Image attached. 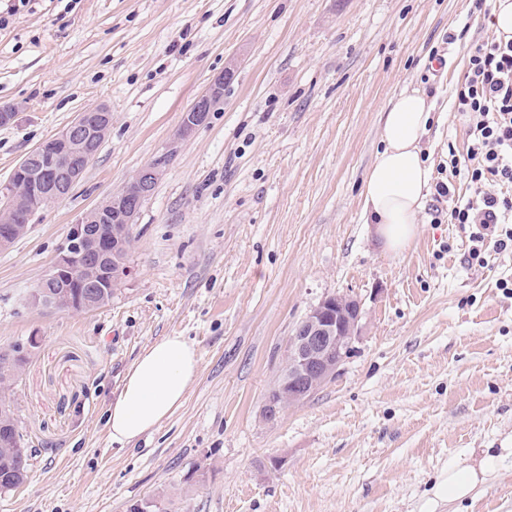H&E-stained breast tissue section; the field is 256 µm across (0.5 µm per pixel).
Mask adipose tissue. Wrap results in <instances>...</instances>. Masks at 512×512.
Wrapping results in <instances>:
<instances>
[{
	"instance_id": "adipose-tissue-1",
	"label": "adipose tissue",
	"mask_w": 512,
	"mask_h": 512,
	"mask_svg": "<svg viewBox=\"0 0 512 512\" xmlns=\"http://www.w3.org/2000/svg\"><path fill=\"white\" fill-rule=\"evenodd\" d=\"M431 120L427 100L416 90L396 95L381 115L383 147L365 176L361 213L364 223L374 225L383 248L394 254L402 253L420 230L430 181L421 141ZM197 370L196 349L184 337L166 336L146 348L109 407L113 443L128 444L152 432L182 404ZM511 458L512 448H505L484 453L474 465L449 461L438 498L452 505L464 502Z\"/></svg>"
}]
</instances>
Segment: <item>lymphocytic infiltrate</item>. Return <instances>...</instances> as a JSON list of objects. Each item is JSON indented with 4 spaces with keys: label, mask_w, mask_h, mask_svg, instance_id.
<instances>
[{
    "label": "lymphocytic infiltrate",
    "mask_w": 512,
    "mask_h": 512,
    "mask_svg": "<svg viewBox=\"0 0 512 512\" xmlns=\"http://www.w3.org/2000/svg\"><path fill=\"white\" fill-rule=\"evenodd\" d=\"M456 96L467 122L466 177L475 190L449 209L448 221L472 225L476 243L496 235V247L504 251L512 248V197L497 187L512 185L511 39L471 47L469 73Z\"/></svg>",
    "instance_id": "1"
}]
</instances>
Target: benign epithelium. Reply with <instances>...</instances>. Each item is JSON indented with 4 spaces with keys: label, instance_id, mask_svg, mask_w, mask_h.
<instances>
[{
    "label": "benign epithelium",
    "instance_id": "benign-epithelium-1",
    "mask_svg": "<svg viewBox=\"0 0 512 512\" xmlns=\"http://www.w3.org/2000/svg\"><path fill=\"white\" fill-rule=\"evenodd\" d=\"M224 90V78H219L210 89L199 96L183 119L182 134L186 135L205 122L207 112L217 103ZM112 123V113L105 106H95L81 112L56 137L29 152L18 169L30 162L48 160L41 165L40 199L63 198L65 182L62 177L74 175L80 164L90 160L88 147L104 135ZM161 175V167L150 164L142 168L121 191L112 194L103 204L90 210L81 223L71 226L68 248L57 253L56 259L39 284L42 295L34 297V304L68 309L67 295L49 291V282L66 272L74 260H79V274L85 287L99 284L103 276V262L118 251L128 250L130 236L113 238L101 235L100 220L117 213L123 223L131 225L140 205L154 190ZM28 185L18 182L12 187L8 205L0 208V247L9 246L27 231L28 225L15 223V216L27 206ZM361 302L347 295H330L322 299L299 322L288 339L284 369L276 385L279 403L268 402L264 417L275 419L284 409L299 404L326 383L335 378L338 368L354 349L361 333Z\"/></svg>",
    "mask_w": 512,
    "mask_h": 512
}]
</instances>
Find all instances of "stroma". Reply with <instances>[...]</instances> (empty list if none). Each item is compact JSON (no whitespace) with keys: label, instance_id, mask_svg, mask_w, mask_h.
<instances>
[{"label":"stroma","instance_id":"1","mask_svg":"<svg viewBox=\"0 0 512 512\" xmlns=\"http://www.w3.org/2000/svg\"><path fill=\"white\" fill-rule=\"evenodd\" d=\"M494 37L473 0H31L1 27L0 187L84 109L112 124L70 194L0 249V347L37 340L10 392L29 478L0 512H448L433 490L449 458L512 448V251L489 238V264L470 265V228L445 216L473 193L449 170L468 148L455 90ZM406 89L433 105L423 155L451 193L427 195L395 255L360 191ZM159 158L111 303L31 306L70 225ZM333 294L362 304L353 355L265 419L289 336ZM164 336L193 343L197 376L152 433L115 444L108 407ZM462 512H512V468ZM223 90L224 77H221L207 92L197 98L192 108L189 112H186L184 116L182 135L192 132L193 129L205 122L207 112H209L212 106L221 99Z\"/></svg>","mask_w":512,"mask_h":512}]
</instances>
